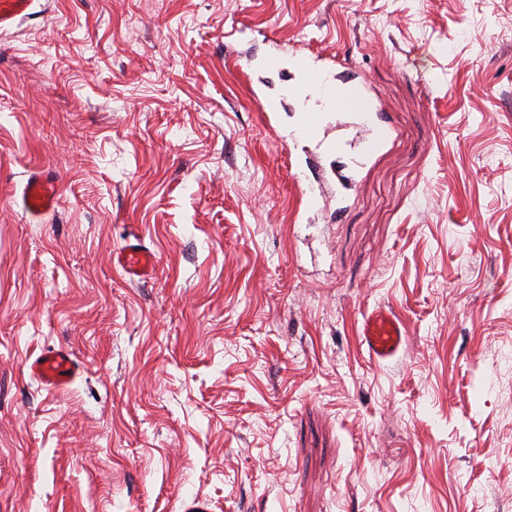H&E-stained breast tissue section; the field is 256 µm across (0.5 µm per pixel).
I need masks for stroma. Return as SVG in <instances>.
I'll return each instance as SVG.
<instances>
[{
    "label": "stroma",
    "mask_w": 512,
    "mask_h": 512,
    "mask_svg": "<svg viewBox=\"0 0 512 512\" xmlns=\"http://www.w3.org/2000/svg\"><path fill=\"white\" fill-rule=\"evenodd\" d=\"M312 52L400 131L364 166L291 143L316 96L262 115ZM132 234L145 281L112 265ZM377 305L409 336L381 364ZM60 347L83 370L50 391ZM196 499L512 512V0H36L0 32V512ZM59 203L57 178L49 173L37 172L30 176L23 188L20 206L30 220H38L53 211ZM403 321L385 307L366 312L359 328V345L375 363L393 358L406 341ZM80 366L66 348L47 351L29 366L30 374L49 389L67 386L77 376Z\"/></svg>",
    "instance_id": "stroma-1"
}]
</instances>
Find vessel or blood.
<instances>
[{"mask_svg":"<svg viewBox=\"0 0 512 512\" xmlns=\"http://www.w3.org/2000/svg\"><path fill=\"white\" fill-rule=\"evenodd\" d=\"M33 4L34 0H0V31L8 29L17 20L30 15ZM297 61L322 96L321 111L303 112L297 131L298 138L317 139L323 127V116L341 120L351 115L356 118L358 125L368 132L359 154L360 159L369 158L397 140L398 129L364 84L352 82L343 100L335 101L333 94L336 85L330 79L331 66L305 55L298 56ZM58 203L59 184L54 175L38 172L27 179L20 206L30 220L40 219L53 211ZM112 263L133 280L149 278L157 267L155 254L137 236L127 238L125 244L114 251ZM358 341L369 358L379 364L398 353L406 341V327L397 315L379 306L363 315ZM79 370L77 361L64 348L42 354L29 366L31 375L50 389L67 386Z\"/></svg>","mask_w":512,"mask_h":512,"instance_id":"1","label":"vessel or blood"}]
</instances>
